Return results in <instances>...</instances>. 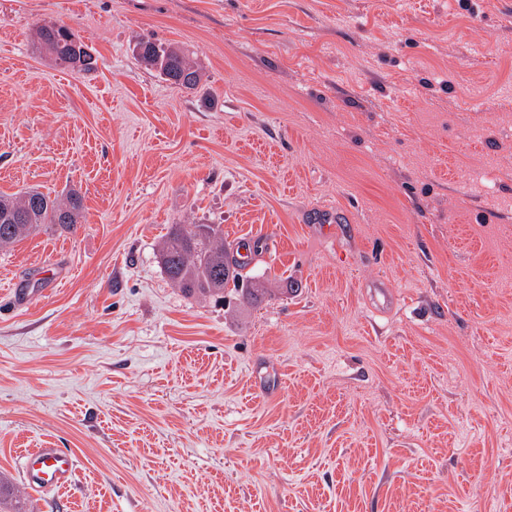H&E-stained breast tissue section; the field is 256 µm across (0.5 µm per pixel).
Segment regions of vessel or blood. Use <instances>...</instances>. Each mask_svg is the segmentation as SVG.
Listing matches in <instances>:
<instances>
[{
  "label": "vessel or blood",
  "mask_w": 512,
  "mask_h": 512,
  "mask_svg": "<svg viewBox=\"0 0 512 512\" xmlns=\"http://www.w3.org/2000/svg\"><path fill=\"white\" fill-rule=\"evenodd\" d=\"M77 460L60 448H29L22 452L19 475L31 492L47 494L71 486Z\"/></svg>",
  "instance_id": "vessel-or-blood-1"
}]
</instances>
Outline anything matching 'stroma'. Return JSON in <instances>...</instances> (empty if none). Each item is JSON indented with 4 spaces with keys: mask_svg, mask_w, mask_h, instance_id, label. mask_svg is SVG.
Wrapping results in <instances>:
<instances>
[{
    "mask_svg": "<svg viewBox=\"0 0 512 512\" xmlns=\"http://www.w3.org/2000/svg\"><path fill=\"white\" fill-rule=\"evenodd\" d=\"M54 24L94 71L35 52ZM30 188L84 211L0 250L28 512H512V0H0V192ZM174 224L249 237L262 296L175 287ZM40 447L69 488L24 489ZM141 58L149 65L159 68L160 75L171 84L193 90L200 82L199 68L182 47L164 46L153 41H141ZM76 470V458L61 448H29L21 453L19 475L33 493L71 486Z\"/></svg>",
    "mask_w": 512,
    "mask_h": 512,
    "instance_id": "stroma-1",
    "label": "stroma"
}]
</instances>
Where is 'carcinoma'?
<instances>
[{
    "label": "carcinoma",
    "instance_id": "obj_1",
    "mask_svg": "<svg viewBox=\"0 0 512 512\" xmlns=\"http://www.w3.org/2000/svg\"><path fill=\"white\" fill-rule=\"evenodd\" d=\"M142 59L159 68L171 84L193 90L200 82L199 68L182 47L164 46L147 40L140 42ZM37 48L71 70L90 71L92 55L75 42L65 26H43L37 33ZM83 198L71 189L61 199L30 190L19 197L0 194V250L12 246L43 224H57L69 229L79 223ZM160 263L168 279L184 293L203 297H224L228 285L243 299H252L249 281L240 273L231 248L224 245V230L215 225L196 224L186 229L171 226L161 242Z\"/></svg>",
    "mask_w": 512,
    "mask_h": 512
}]
</instances>
